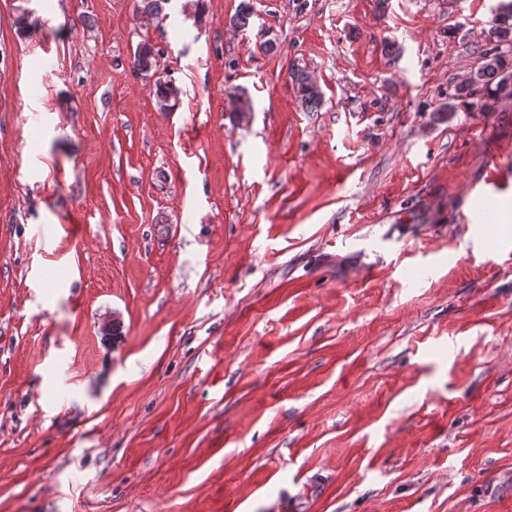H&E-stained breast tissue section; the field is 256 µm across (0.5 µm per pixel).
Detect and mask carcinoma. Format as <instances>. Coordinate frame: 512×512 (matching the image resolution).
Wrapping results in <instances>:
<instances>
[{"instance_id": "1", "label": "carcinoma", "mask_w": 512, "mask_h": 512, "mask_svg": "<svg viewBox=\"0 0 512 512\" xmlns=\"http://www.w3.org/2000/svg\"><path fill=\"white\" fill-rule=\"evenodd\" d=\"M512 34V0L505 4L502 12L495 15L494 25L488 30L487 48L481 51L482 63L476 70L471 81L457 88L464 97L471 99L469 106L486 107V100L512 98V82H506L511 73L506 71L505 59L500 55V42ZM162 50L147 40L136 46L133 54V67L147 73L156 65L157 57ZM292 78L298 85V93L302 106L312 110L322 101L320 87L311 82L305 70L292 72ZM155 94L161 106H169V102L178 95V87L172 81L156 84Z\"/></svg>"}]
</instances>
